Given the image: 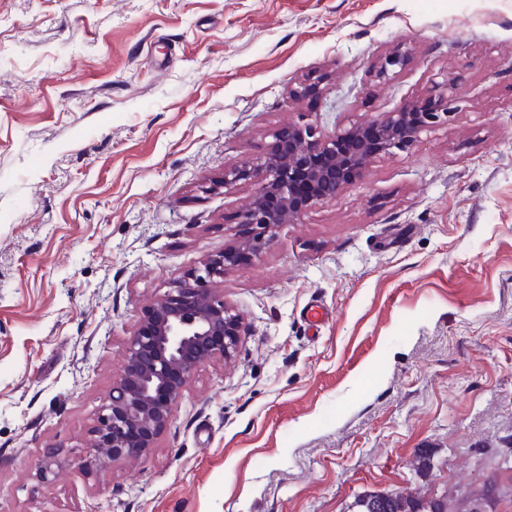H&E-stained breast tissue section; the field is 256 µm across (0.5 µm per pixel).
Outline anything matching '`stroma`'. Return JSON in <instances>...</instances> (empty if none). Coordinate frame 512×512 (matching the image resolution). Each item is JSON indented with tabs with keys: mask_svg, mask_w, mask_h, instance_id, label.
Returning <instances> with one entry per match:
<instances>
[{
	"mask_svg": "<svg viewBox=\"0 0 512 512\" xmlns=\"http://www.w3.org/2000/svg\"><path fill=\"white\" fill-rule=\"evenodd\" d=\"M397 46L411 62L375 83ZM447 75V122L225 273L248 334L154 452L81 473L142 307L248 235L256 185L225 168ZM390 490L512 512V0H0V512H356Z\"/></svg>",
	"mask_w": 512,
	"mask_h": 512,
	"instance_id": "35a3bbf8",
	"label": "stroma"
}]
</instances>
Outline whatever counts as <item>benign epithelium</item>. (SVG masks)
<instances>
[{
    "mask_svg": "<svg viewBox=\"0 0 512 512\" xmlns=\"http://www.w3.org/2000/svg\"><path fill=\"white\" fill-rule=\"evenodd\" d=\"M398 47L382 56L374 80L390 81L411 60ZM327 91L323 75L288 90V99ZM454 79L438 85L433 106L414 100L371 120H357L331 134L304 119L272 134L267 150L224 170V184L253 181L257 191L239 214L250 228L244 240L209 254L175 277L168 290L143 309L125 343L119 375L93 427L81 468L102 473L114 463L150 456L167 431L193 376L203 366L236 354L247 329L224 299V274L245 256L256 257L284 224H297L312 208L336 199L376 161L405 150L420 135L448 120L458 98ZM59 453L50 449L39 477L52 481Z\"/></svg>",
    "mask_w": 512,
    "mask_h": 512,
    "instance_id": "benign-epithelium-1",
    "label": "benign epithelium"
}]
</instances>
